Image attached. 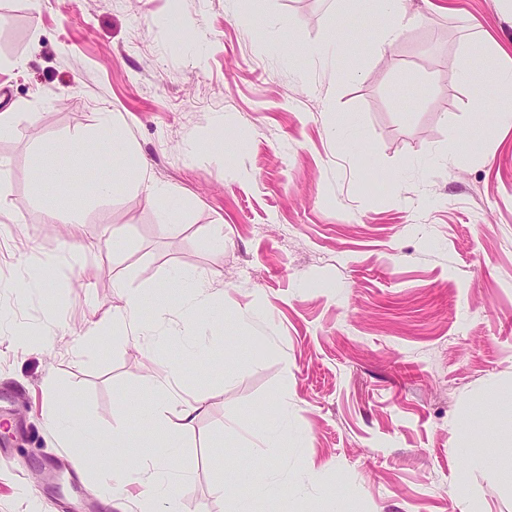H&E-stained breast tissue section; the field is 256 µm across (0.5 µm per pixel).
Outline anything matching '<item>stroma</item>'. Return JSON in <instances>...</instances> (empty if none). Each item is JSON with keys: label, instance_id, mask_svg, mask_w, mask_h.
Masks as SVG:
<instances>
[{"label": "stroma", "instance_id": "obj_1", "mask_svg": "<svg viewBox=\"0 0 512 512\" xmlns=\"http://www.w3.org/2000/svg\"><path fill=\"white\" fill-rule=\"evenodd\" d=\"M408 7L415 21L380 48L376 0H0V108L30 111L0 138V512H68L75 495L109 512L95 473L139 478L140 457L74 461L53 418L70 400L109 443L161 403L147 375L174 364L176 392L202 402L191 426L159 427L182 443L180 512H233L219 486L245 468L276 490L257 512H512V471L469 462L496 446L489 401L512 389V91L461 51L512 68V12ZM101 112L187 207L164 226L138 196L90 204L97 174L75 168L74 258L51 190H34L36 147ZM38 259L43 287L21 291ZM176 269L202 277L211 309H172L148 343L104 328L78 352L115 280L148 288ZM280 418L287 444L259 449Z\"/></svg>", "mask_w": 512, "mask_h": 512}]
</instances>
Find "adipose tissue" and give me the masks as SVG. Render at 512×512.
<instances>
[{"mask_svg":"<svg viewBox=\"0 0 512 512\" xmlns=\"http://www.w3.org/2000/svg\"><path fill=\"white\" fill-rule=\"evenodd\" d=\"M39 154L46 163L38 167L36 191L55 188L51 201L52 214H65L67 223L80 224L82 214L70 211L63 187L67 180L59 160L79 159L86 168L99 171L100 176L91 188L96 200L111 199L122 192L142 196L147 204L156 206L160 221L177 213L184 205L181 197L168 184L154 180L147 173L133 145L125 138L123 130L111 113H101L98 125L81 137H56L38 146ZM117 305L105 315L104 320L90 321L87 334L97 337L103 323L123 330L128 336H150L154 333L153 322L140 318V310L146 302H153L156 320L164 319L170 307L176 304L192 307L204 306L209 295L204 281L197 275L182 271L172 273L163 282L148 288L127 289L124 281H116ZM180 446L176 436H168L162 446L151 447L145 455V477L136 496H129L130 479L120 466L100 469L96 475L101 496L112 503L116 512H157L158 503H166L168 512H175L181 475L172 468V461Z\"/></svg>","mask_w":512,"mask_h":512,"instance_id":"1","label":"adipose tissue"}]
</instances>
